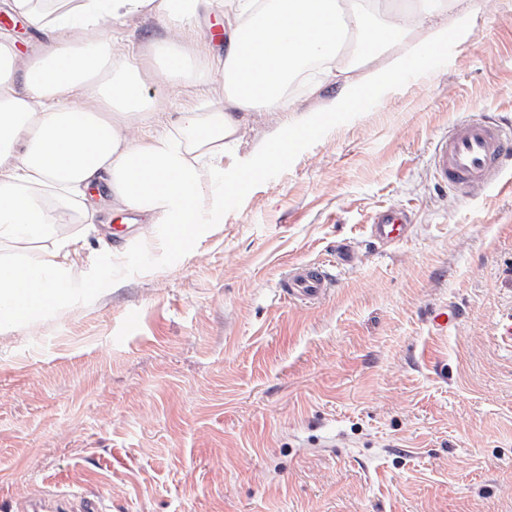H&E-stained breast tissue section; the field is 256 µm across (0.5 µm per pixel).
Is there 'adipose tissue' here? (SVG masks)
<instances>
[{
	"label": "adipose tissue",
	"instance_id": "1",
	"mask_svg": "<svg viewBox=\"0 0 512 512\" xmlns=\"http://www.w3.org/2000/svg\"><path fill=\"white\" fill-rule=\"evenodd\" d=\"M218 8L223 57L201 61L170 41L156 44L155 57L185 86L218 72L223 108L187 109L131 138L129 128L152 112L139 66L115 52L127 20L159 16L187 29ZM472 9L471 0H0L1 13L47 38L25 53L0 29V241L52 236L77 201L87 223L109 204L162 227L166 246L182 251L224 205V159L247 115L293 112L291 78L304 77L313 92L336 83L325 112L357 111L431 68L449 38L466 36ZM351 28L359 39L349 62L339 44ZM100 183L104 201L92 193ZM83 247L65 237L40 263L0 261V334L97 285L96 268L77 263Z\"/></svg>",
	"mask_w": 512,
	"mask_h": 512
}]
</instances>
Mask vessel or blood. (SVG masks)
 I'll use <instances>...</instances> for the list:
<instances>
[{
	"label": "vessel or blood",
	"instance_id": "b4317fda",
	"mask_svg": "<svg viewBox=\"0 0 512 512\" xmlns=\"http://www.w3.org/2000/svg\"><path fill=\"white\" fill-rule=\"evenodd\" d=\"M512 165V124L496 119H466L441 135L434 147L431 167L436 182L453 192L483 188L498 182L502 170ZM407 212L396 206L377 211L369 224L376 245L402 240L409 232ZM289 297L315 302L325 298L335 286L332 272L325 266L297 264L289 268L280 283ZM102 512L99 502L88 497L77 501L33 503L29 512Z\"/></svg>",
	"mask_w": 512,
	"mask_h": 512
}]
</instances>
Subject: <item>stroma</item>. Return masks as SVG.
<instances>
[{
    "label": "stroma",
    "instance_id": "35a3bbf8",
    "mask_svg": "<svg viewBox=\"0 0 512 512\" xmlns=\"http://www.w3.org/2000/svg\"><path fill=\"white\" fill-rule=\"evenodd\" d=\"M474 4L471 35L373 109L322 113L332 83L295 93L318 135L226 192L186 251L69 209L56 231L85 236L101 285L0 334V512L76 491L105 512H512V168L456 195L430 165L460 119L512 121V0ZM163 39L224 51L206 20L127 23L116 51L135 52L156 130L223 101L217 79L154 64ZM284 122L248 118L225 182ZM391 204L412 232L382 248L368 222ZM341 240L356 265L336 267ZM302 263L334 265L325 299L280 288Z\"/></svg>",
    "mask_w": 512,
    "mask_h": 512
}]
</instances>
